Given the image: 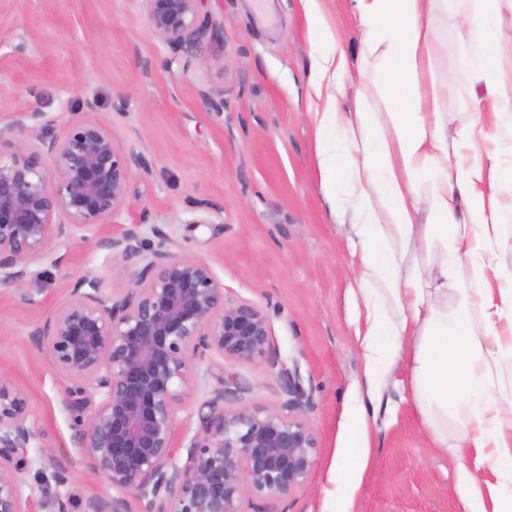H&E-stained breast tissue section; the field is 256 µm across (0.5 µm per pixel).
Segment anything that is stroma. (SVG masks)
<instances>
[{"mask_svg": "<svg viewBox=\"0 0 512 512\" xmlns=\"http://www.w3.org/2000/svg\"><path fill=\"white\" fill-rule=\"evenodd\" d=\"M203 9L220 24L219 37L203 36L174 59L139 0H0V125H12L18 140L34 132L51 140L74 122L105 123L125 152L147 161L109 231L140 225L151 245L209 263L228 299L263 309L266 355L216 359L208 386L236 379L243 391L235 406L264 409L285 399L279 365L297 369L299 414L318 447L299 490L254 500L249 512H480L463 493L470 472L432 447L400 385L405 368L370 421L368 448L349 455L348 431L366 396L351 297L354 231L324 195L300 0H204ZM20 42L24 51L13 53ZM209 93L223 97V112L210 108ZM34 110L46 117L35 131L21 123ZM482 130L512 174V117L485 112ZM83 276L118 291L131 285L94 240L80 238L31 263L24 288L33 305H16L0 285V375L25 387L31 420L53 448L48 458L36 448L19 453L18 479L34 512H82L89 496L119 495L82 461L80 422L64 406L70 382L29 339ZM345 456L352 483L334 474Z\"/></svg>", "mask_w": 512, "mask_h": 512, "instance_id": "1", "label": "stroma"}]
</instances>
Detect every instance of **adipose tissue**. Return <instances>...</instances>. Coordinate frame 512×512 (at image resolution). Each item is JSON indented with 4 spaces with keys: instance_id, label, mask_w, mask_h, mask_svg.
Returning <instances> with one entry per match:
<instances>
[{
    "instance_id": "obj_1",
    "label": "adipose tissue",
    "mask_w": 512,
    "mask_h": 512,
    "mask_svg": "<svg viewBox=\"0 0 512 512\" xmlns=\"http://www.w3.org/2000/svg\"><path fill=\"white\" fill-rule=\"evenodd\" d=\"M314 54L310 112L332 214L349 215L358 257L357 333L369 400L406 361L408 388L434 447L448 432L471 449L476 470L467 498L488 512H512V402L503 403L501 369L512 365V275L502 263L497 153L482 132L448 122L435 55L436 12L453 9L457 41L473 62L472 112L490 100L512 112V89L498 80L489 45L501 0H351L366 56L353 65L340 47L323 0H301ZM387 88L385 118L365 111L372 79ZM353 94L355 106L342 108Z\"/></svg>"
}]
</instances>
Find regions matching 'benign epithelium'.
Masks as SVG:
<instances>
[{
	"label": "benign epithelium",
	"mask_w": 512,
	"mask_h": 512,
	"mask_svg": "<svg viewBox=\"0 0 512 512\" xmlns=\"http://www.w3.org/2000/svg\"><path fill=\"white\" fill-rule=\"evenodd\" d=\"M152 33L172 57L216 24L202 0H140ZM0 127V283L16 287L51 245L97 234L127 203L143 157L127 154L110 128L95 120L71 124L46 142L14 143ZM97 246L131 273L116 292L83 276L54 315L30 332L38 351L72 381L65 407L81 417L79 448L112 488L132 495L138 512H246L254 499L284 498L311 475L317 448L310 425L293 410L304 397L298 374L283 366L287 395L279 407L227 408L240 391L224 383L209 392L200 427L183 433L185 462L176 458L177 413L184 388L199 385L211 358L263 357L267 317L248 300L231 302L210 266L152 248L138 225L97 238ZM21 448L49 456L44 433L30 419L25 391L0 379V512H33L15 472ZM84 512H128L122 499L92 496Z\"/></svg>",
	"instance_id": "benign-epithelium-1"
}]
</instances>
